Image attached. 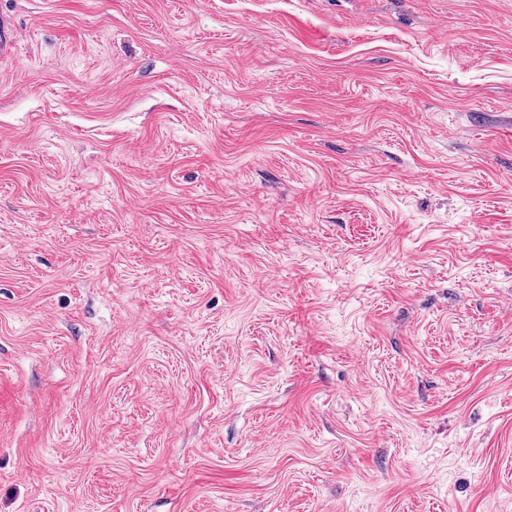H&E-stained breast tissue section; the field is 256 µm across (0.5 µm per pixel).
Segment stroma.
Segmentation results:
<instances>
[{
	"label": "stroma",
	"mask_w": 512,
	"mask_h": 512,
	"mask_svg": "<svg viewBox=\"0 0 512 512\" xmlns=\"http://www.w3.org/2000/svg\"><path fill=\"white\" fill-rule=\"evenodd\" d=\"M0 14V512H512V0Z\"/></svg>",
	"instance_id": "obj_1"
}]
</instances>
